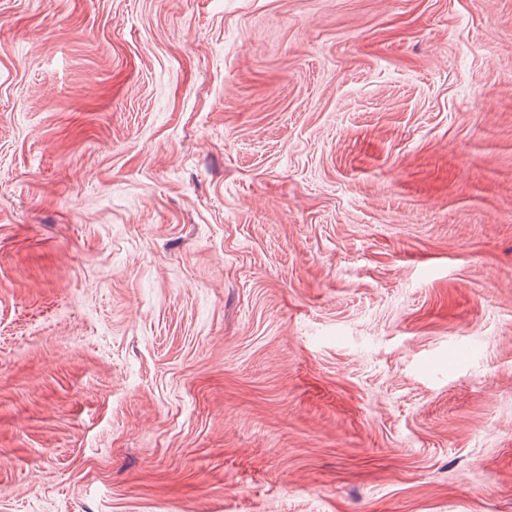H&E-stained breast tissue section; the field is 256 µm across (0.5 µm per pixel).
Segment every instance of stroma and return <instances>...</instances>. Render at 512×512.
I'll list each match as a JSON object with an SVG mask.
<instances>
[{
	"mask_svg": "<svg viewBox=\"0 0 512 512\" xmlns=\"http://www.w3.org/2000/svg\"><path fill=\"white\" fill-rule=\"evenodd\" d=\"M0 512H512V0H0Z\"/></svg>",
	"mask_w": 512,
	"mask_h": 512,
	"instance_id": "35a3bbf8",
	"label": "stroma"
}]
</instances>
